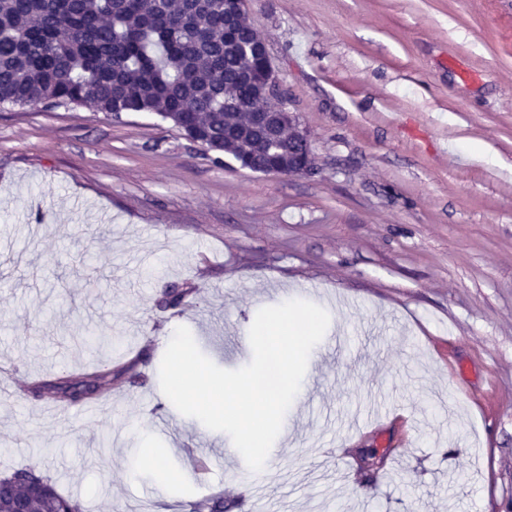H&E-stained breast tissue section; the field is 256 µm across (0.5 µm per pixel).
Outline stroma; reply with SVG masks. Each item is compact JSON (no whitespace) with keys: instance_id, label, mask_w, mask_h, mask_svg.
<instances>
[{"instance_id":"1","label":"stroma","mask_w":512,"mask_h":512,"mask_svg":"<svg viewBox=\"0 0 512 512\" xmlns=\"http://www.w3.org/2000/svg\"><path fill=\"white\" fill-rule=\"evenodd\" d=\"M245 18L313 176L215 164L155 115L0 107V472L85 512L213 490L227 512H512V0H247ZM174 289L186 304L164 307ZM300 297L330 323L255 473L176 410L160 363L184 326L244 367L258 310ZM128 353L143 381L96 412L28 391ZM153 451L170 482L130 474Z\"/></svg>"}]
</instances>
